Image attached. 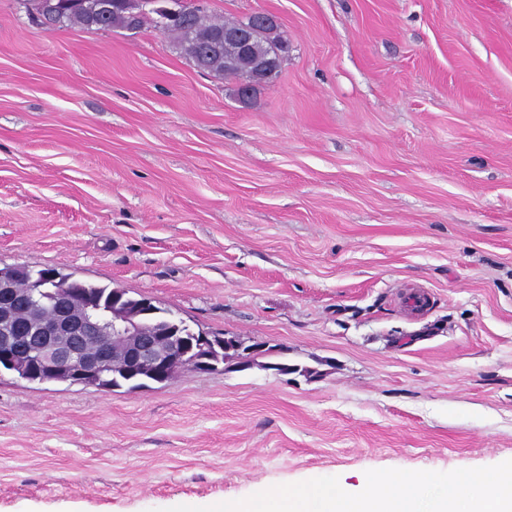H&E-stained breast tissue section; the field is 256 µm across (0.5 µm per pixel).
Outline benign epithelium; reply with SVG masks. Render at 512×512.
Here are the masks:
<instances>
[{"label":"benign epithelium","mask_w":512,"mask_h":512,"mask_svg":"<svg viewBox=\"0 0 512 512\" xmlns=\"http://www.w3.org/2000/svg\"><path fill=\"white\" fill-rule=\"evenodd\" d=\"M85 8L84 0H42L32 16L41 19L49 12ZM154 10L162 27L186 15V9L171 0ZM249 45V28H224V48L234 58L246 61ZM45 277L57 288L55 312L49 318L41 314L32 293L19 287L31 279L29 268L17 265L0 272V360L25 379L97 387L106 372L120 368L165 383L186 367L202 372L215 367L193 354L209 346L207 334L195 336L197 346L193 347L182 336L162 335L147 320L158 313L152 300L127 298L117 290L112 306L101 308L84 299L71 279L54 272Z\"/></svg>","instance_id":"7a95c632"}]
</instances>
